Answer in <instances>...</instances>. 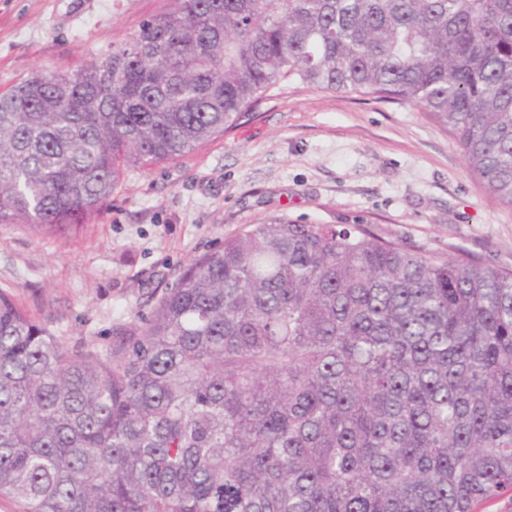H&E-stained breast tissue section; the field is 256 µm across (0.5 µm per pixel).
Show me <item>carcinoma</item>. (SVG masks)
<instances>
[{
    "label": "carcinoma",
    "mask_w": 512,
    "mask_h": 512,
    "mask_svg": "<svg viewBox=\"0 0 512 512\" xmlns=\"http://www.w3.org/2000/svg\"><path fill=\"white\" fill-rule=\"evenodd\" d=\"M281 80L417 104L512 206V0H163L0 91V224L70 230ZM0 496L25 512H499L512 270L249 224L148 320L71 351L0 291Z\"/></svg>",
    "instance_id": "carcinoma-1"
}]
</instances>
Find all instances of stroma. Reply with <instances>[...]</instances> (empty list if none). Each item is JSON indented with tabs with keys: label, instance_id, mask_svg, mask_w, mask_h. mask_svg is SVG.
<instances>
[{
	"label": "stroma",
	"instance_id": "obj_1",
	"mask_svg": "<svg viewBox=\"0 0 512 512\" xmlns=\"http://www.w3.org/2000/svg\"><path fill=\"white\" fill-rule=\"evenodd\" d=\"M161 2L0 0V90L38 69L77 70ZM274 215L512 270V208L485 191L447 128L408 102L284 83L233 132L125 169L82 227L0 224V290L69 349L102 350L116 327L150 316L193 258Z\"/></svg>",
	"mask_w": 512,
	"mask_h": 512
}]
</instances>
